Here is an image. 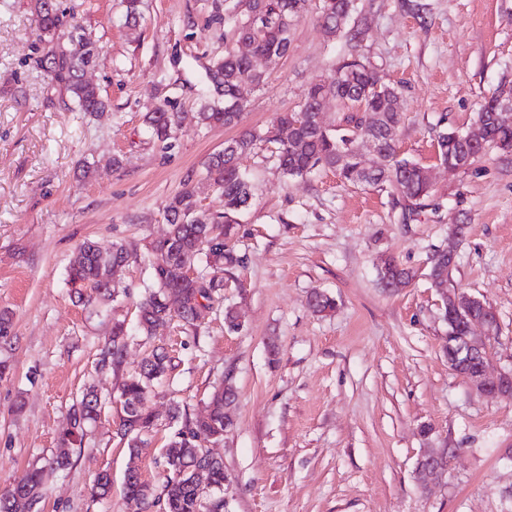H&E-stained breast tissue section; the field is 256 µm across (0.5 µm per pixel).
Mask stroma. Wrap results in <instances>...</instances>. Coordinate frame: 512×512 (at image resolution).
Instances as JSON below:
<instances>
[{"label":"stroma","instance_id":"1","mask_svg":"<svg viewBox=\"0 0 512 512\" xmlns=\"http://www.w3.org/2000/svg\"><path fill=\"white\" fill-rule=\"evenodd\" d=\"M220 2L145 0L133 30L120 0H61L102 48L85 73L111 103L100 116L68 111L66 92L36 68L31 0L0 10V313L11 320L0 338L10 366L0 377V490L38 463L39 512H138L122 494L129 464L158 483L171 404L197 416L229 380L234 425L206 445L228 477L224 512H512V400L477 396L449 369L448 324L428 278L431 257L454 250V287L498 317L488 368L512 371V149L489 148L451 174L435 140L445 128L471 129L484 100L512 82V0H355L333 37L308 14L287 57L270 70L257 61L267 82L244 85L233 128L197 122L206 69L234 42L232 21L215 18ZM356 29L362 39H352ZM352 57L398 88L397 149L430 170V196L409 214L390 189L343 183L329 168L289 178L271 145L257 144L239 159L254 187L231 241L245 265L224 273V304L240 330L228 331L220 311L195 331L173 321L151 343L130 338L121 364L101 368L113 323L136 320L166 203L192 185L201 210L221 211L206 158L239 131L298 110L312 81ZM164 99L180 127L158 142L142 120ZM86 161L97 171L83 179ZM87 238L138 254L120 273L126 294L100 310L78 304L65 281ZM385 257L415 280L382 288ZM316 292L335 299L332 312H313ZM154 346L172 350L178 367L155 388L158 427L138 459L107 415L70 466L47 468L84 386L116 391ZM427 447L447 449L449 463L425 491L414 473ZM105 469L112 494L91 499L93 475Z\"/></svg>","mask_w":512,"mask_h":512}]
</instances>
